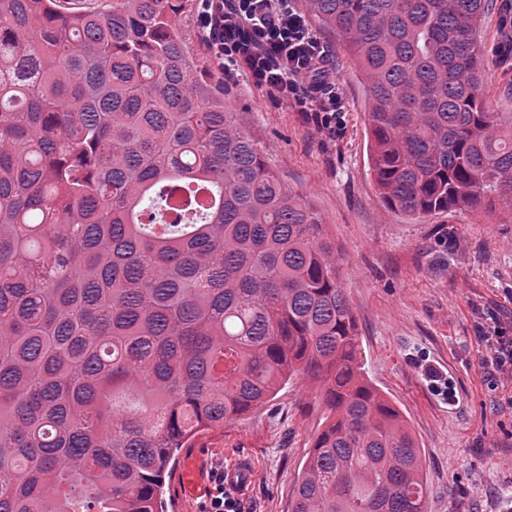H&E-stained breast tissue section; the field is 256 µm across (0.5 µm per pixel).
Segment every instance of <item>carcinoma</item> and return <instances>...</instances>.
<instances>
[{"instance_id":"1","label":"carcinoma","mask_w":512,"mask_h":512,"mask_svg":"<svg viewBox=\"0 0 512 512\" xmlns=\"http://www.w3.org/2000/svg\"><path fill=\"white\" fill-rule=\"evenodd\" d=\"M367 92L386 207L512 211L487 0H301ZM192 0H0V512H163L180 449L319 385L291 512H426L321 215L188 55Z\"/></svg>"}]
</instances>
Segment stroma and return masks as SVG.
I'll return each mask as SVG.
<instances>
[{
	"mask_svg": "<svg viewBox=\"0 0 512 512\" xmlns=\"http://www.w3.org/2000/svg\"><path fill=\"white\" fill-rule=\"evenodd\" d=\"M492 58L490 106L512 113V0L481 21ZM328 43L345 101L337 136L238 75L224 104L269 165L322 215L342 255V285L357 318L372 386L405 417L424 456L427 512H512V411L481 367L476 326L512 324V213L440 211L413 219L387 209L371 172L365 86L338 38ZM328 409L292 380L266 406L199 433L165 476L166 512H202L214 475L242 512H291L313 436Z\"/></svg>",
	"mask_w": 512,
	"mask_h": 512,
	"instance_id": "obj_1",
	"label": "stroma"
}]
</instances>
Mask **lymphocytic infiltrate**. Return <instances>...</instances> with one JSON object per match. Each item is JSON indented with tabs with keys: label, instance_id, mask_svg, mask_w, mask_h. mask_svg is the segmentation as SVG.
I'll return each instance as SVG.
<instances>
[{
	"label": "lymphocytic infiltrate",
	"instance_id": "lymphocytic-infiltrate-1",
	"mask_svg": "<svg viewBox=\"0 0 512 512\" xmlns=\"http://www.w3.org/2000/svg\"><path fill=\"white\" fill-rule=\"evenodd\" d=\"M201 37L225 75L246 72L253 82L314 113L318 127L335 134L346 106L336 67L294 0H201ZM483 369L512 384V336L494 328Z\"/></svg>",
	"mask_w": 512,
	"mask_h": 512
}]
</instances>
